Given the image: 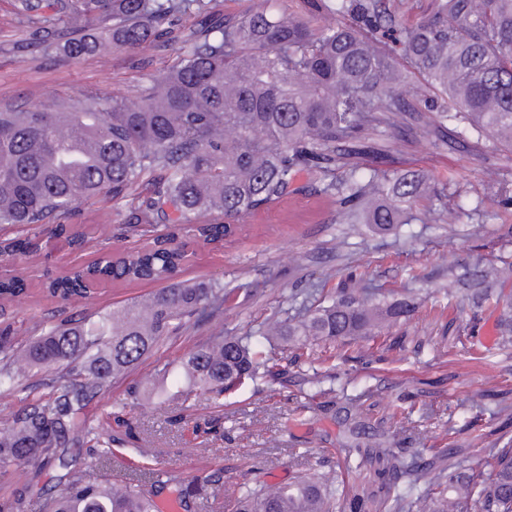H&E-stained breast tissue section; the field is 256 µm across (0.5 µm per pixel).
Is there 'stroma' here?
<instances>
[{"instance_id": "stroma-1", "label": "stroma", "mask_w": 512, "mask_h": 512, "mask_svg": "<svg viewBox=\"0 0 512 512\" xmlns=\"http://www.w3.org/2000/svg\"><path fill=\"white\" fill-rule=\"evenodd\" d=\"M161 70L158 61L131 68L121 53L102 66L0 55V101L48 106L88 91L123 95L129 85ZM392 149L400 168L420 171L440 189L435 204L451 212L452 223L418 221L380 235L361 224L338 223L335 205L302 193L246 216L234 241L196 242L181 280L220 281L243 289V296L221 315L192 318L188 332L167 339L89 408L91 425L120 438L136 436L138 447L150 449V456H140L138 447H117L106 463L88 449L72 448L68 456L75 469L92 480L137 478L146 486L155 472L168 473L181 484L217 472L220 483L196 501L193 512H230V502L246 482L285 485L311 475L335 486L337 507L356 496L379 500L372 467L345 463L347 440L335 411L293 410L295 394L315 370L332 373L335 388L355 399L386 439L424 455L447 446L452 426L458 427L457 445L473 466L512 438V421L497 414L494 405L481 413L471 407L483 394L506 397L512 406V346H501L498 336L502 311L474 302L480 288L476 272L498 267L505 274L493 288L512 304V274L506 271L512 265V235L503 234L497 205L502 187L512 186V163L489 164L485 145L455 150L422 133L397 136ZM124 212L119 204L105 215L86 214L89 241L82 250L45 231L39 255L21 252L0 264V276L23 284L8 310L18 339L32 336L41 318L85 309L77 299L64 306L46 298V274L105 252L139 250L143 240L124 231ZM352 272L364 274L379 300L408 299L414 306L411 315L369 338L308 342L309 360L298 366L291 364L290 350L280 347L279 357L289 363L285 378L260 379L217 400L199 395L184 403H160L147 398L156 363L178 367L200 342L219 332L257 334L263 319L280 310L287 297L323 288L328 280L342 282ZM405 392L415 395L408 416L400 399ZM62 474L55 465L36 475L20 464H0V512L22 487L44 499L49 487L60 485Z\"/></svg>"}]
</instances>
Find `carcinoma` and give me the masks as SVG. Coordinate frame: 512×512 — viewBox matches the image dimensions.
I'll use <instances>...</instances> for the list:
<instances>
[{
	"mask_svg": "<svg viewBox=\"0 0 512 512\" xmlns=\"http://www.w3.org/2000/svg\"><path fill=\"white\" fill-rule=\"evenodd\" d=\"M413 8L410 0H301L295 9L277 0L273 11L228 14L224 0H10L0 29L22 32L10 54L99 63L112 48L140 68L163 64L126 97L0 106V224L36 236L48 226L82 244V208L124 202L123 224L148 237L141 251L50 280L46 295L90 301L101 277L162 284L141 300L42 322L21 347L11 326L0 328V388L18 399L0 434V463L67 469L43 512H156L142 484L89 481L61 449L111 455L115 439L85 418L103 387L185 332L191 317L236 299L220 282L176 280L187 254L166 240L226 241L241 217L305 189L304 179L337 205L342 224L379 232L420 219L443 224L420 171L383 169L392 150L385 132L440 135L458 121L493 151H512V0H434L410 24ZM391 43L424 81L412 101L400 96L406 71ZM410 312L405 299L377 302L359 278L327 305L302 301L292 316L271 315L260 333L299 350L309 339L368 336ZM20 366L56 371L50 391L21 385ZM155 373L157 399H217L283 370L253 337L219 333L183 359L180 379L167 364ZM340 410L349 435L367 439L358 452L382 479L387 512H512L511 445L490 450L477 472L460 448L409 458L358 421L356 405ZM422 481L426 495L416 493ZM335 504L336 489L313 479L274 489L256 481L242 486L233 512H333Z\"/></svg>",
	"mask_w": 512,
	"mask_h": 512,
	"instance_id": "cac0c4a2",
	"label": "carcinoma"
}]
</instances>
